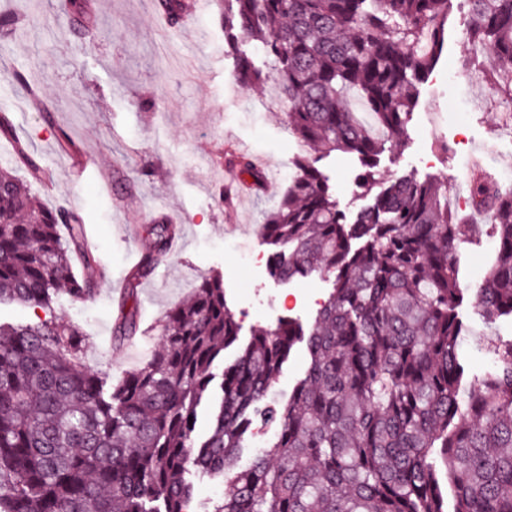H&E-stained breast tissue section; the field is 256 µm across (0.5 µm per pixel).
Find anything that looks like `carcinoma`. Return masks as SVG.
<instances>
[{"label":"carcinoma","instance_id":"carcinoma-1","mask_svg":"<svg viewBox=\"0 0 512 512\" xmlns=\"http://www.w3.org/2000/svg\"><path fill=\"white\" fill-rule=\"evenodd\" d=\"M450 0H224V43L243 87L274 72L287 121L324 153L357 154L359 186L377 184V158L397 148L417 85L447 42ZM475 43L496 89L512 97V0H470ZM172 23L186 0H157ZM259 43L264 65L240 49ZM363 102L380 134L349 105ZM297 164L265 215L270 276L334 275L314 325L281 319L255 330L225 368L209 435L195 443L198 409L215 361L240 325L218 275L162 318L165 347L120 382L87 369L82 331L55 315L0 323V512H193L196 468L225 478L212 512H512V339L489 338L492 367L466 378L456 253L474 226L448 211V181L403 175L350 221L317 163ZM25 176L0 168V304L52 310L60 293L92 299L96 283L72 272L86 222L34 204L46 169L16 145ZM227 164L255 189L265 174L244 156ZM473 208L497 234L478 300L485 322L512 318V190L473 182ZM155 240L129 276L128 298L164 262L176 228ZM137 310L122 304L125 336ZM310 363L286 402L268 395L295 345ZM274 440L236 469L252 427Z\"/></svg>","mask_w":512,"mask_h":512}]
</instances>
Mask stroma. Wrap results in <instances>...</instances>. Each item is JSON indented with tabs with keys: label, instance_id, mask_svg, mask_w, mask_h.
<instances>
[{
	"label": "stroma",
	"instance_id": "35a3bbf8",
	"mask_svg": "<svg viewBox=\"0 0 512 512\" xmlns=\"http://www.w3.org/2000/svg\"><path fill=\"white\" fill-rule=\"evenodd\" d=\"M84 22L65 0H0V14L16 15L19 33L0 40V112H8L18 142L0 139V164L13 161L23 143L56 175V191L32 194L46 205L80 211L92 228L109 272L94 301L61 297L56 314L88 338L83 363L120 381L163 346L161 318L189 300L202 277L220 275L241 341L254 328L290 317L311 326L333 287L328 275L282 283L250 255H267L259 231L296 174L297 158L310 151L291 132L274 86L250 90L233 78L234 59L224 44L218 10L197 13L195 23L169 29L152 0H87ZM469 0H451L447 47L417 88L405 144L377 161L379 184L411 174L448 181V209L463 215L479 172L512 188V97L494 92L486 60L467 33ZM70 138L76 154L62 151ZM248 155L265 173L262 191L223 196L230 175L225 150ZM318 167L336 190L339 206L356 214L369 202L358 185L360 159L328 153ZM178 227L170 261L137 289L133 339H112L113 298L124 288L130 256L148 250L147 229L157 215ZM490 224L461 243L458 309L466 334L460 354L468 375L491 365L486 335L512 338V320L486 325L476 296L495 256Z\"/></svg>",
	"mask_w": 512,
	"mask_h": 512
}]
</instances>
